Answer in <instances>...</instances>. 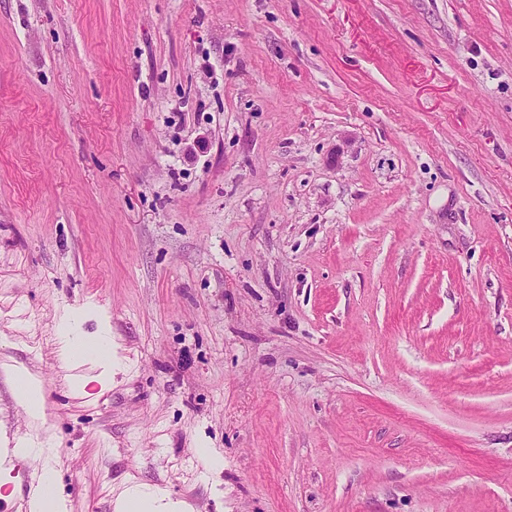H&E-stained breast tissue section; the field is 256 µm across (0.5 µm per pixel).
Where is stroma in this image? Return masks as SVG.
I'll list each match as a JSON object with an SVG mask.
<instances>
[{
    "label": "stroma",
    "instance_id": "1",
    "mask_svg": "<svg viewBox=\"0 0 512 512\" xmlns=\"http://www.w3.org/2000/svg\"><path fill=\"white\" fill-rule=\"evenodd\" d=\"M2 427L7 512H512V0H0ZM92 312L90 307L70 308L60 318V357L69 363H92L98 370L96 380L104 385L112 382L123 363L112 346V336L105 326L94 336L82 333L81 322ZM14 375L21 382V387L17 390L18 402L24 407L32 421L43 420L45 416L44 398L40 379L23 370L16 371ZM13 443V445H12ZM12 445V447H10ZM0 487L7 485L9 480H3L15 465V461L21 458L29 459L42 456L47 450L43 444L35 443L32 440L10 439L6 433L0 435ZM30 512H66V500L58 493L57 476L54 470L43 471L41 485L31 491L29 498ZM115 512H185L184 501L168 492L145 485H132L114 503Z\"/></svg>",
    "mask_w": 512,
    "mask_h": 512
}]
</instances>
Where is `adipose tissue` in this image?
<instances>
[{
	"mask_svg": "<svg viewBox=\"0 0 512 512\" xmlns=\"http://www.w3.org/2000/svg\"><path fill=\"white\" fill-rule=\"evenodd\" d=\"M86 307L68 309L59 320L60 357L69 363L89 362L97 372L99 383L111 382L123 363L108 329L92 336L84 335L81 322L89 315ZM184 501L168 492L145 485H133L114 504V512H186Z\"/></svg>",
	"mask_w": 512,
	"mask_h": 512,
	"instance_id": "ef3b65f1",
	"label": "adipose tissue"
}]
</instances>
